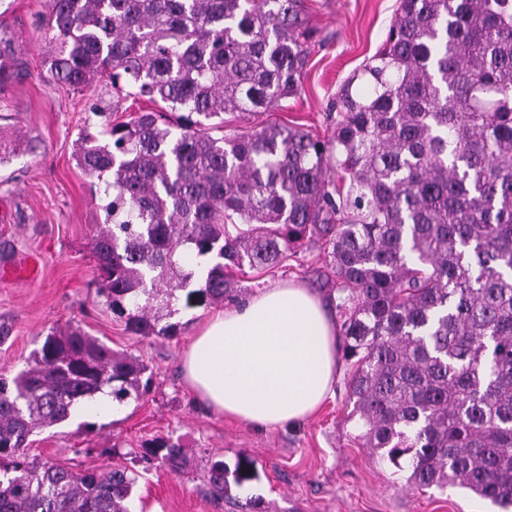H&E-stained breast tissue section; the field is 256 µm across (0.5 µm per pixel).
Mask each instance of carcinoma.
Instances as JSON below:
<instances>
[{
    "mask_svg": "<svg viewBox=\"0 0 512 512\" xmlns=\"http://www.w3.org/2000/svg\"><path fill=\"white\" fill-rule=\"evenodd\" d=\"M303 0H48L51 77L165 104L85 132L77 166L105 183L93 236L97 284L142 338L192 254H212L189 292L221 303L235 273L285 266L321 245L336 278L352 416L363 445L420 489L458 488L512 507V0H401L366 71L342 90L329 138L267 124L220 137L227 112L296 96L312 38ZM340 173L338 179L330 170ZM146 366L80 327L49 333L0 377V512H128L140 473L99 474L25 453L105 388L121 404ZM141 458L172 470L179 444ZM257 479L212 461L208 483Z\"/></svg>",
    "mask_w": 512,
    "mask_h": 512,
    "instance_id": "obj_1",
    "label": "carcinoma"
}]
</instances>
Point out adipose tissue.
Masks as SVG:
<instances>
[{
    "label": "adipose tissue",
    "mask_w": 512,
    "mask_h": 512,
    "mask_svg": "<svg viewBox=\"0 0 512 512\" xmlns=\"http://www.w3.org/2000/svg\"><path fill=\"white\" fill-rule=\"evenodd\" d=\"M192 395L258 428L307 421L336 379V325L320 297L276 282L213 310L182 357Z\"/></svg>",
    "instance_id": "adipose-tissue-1"
}]
</instances>
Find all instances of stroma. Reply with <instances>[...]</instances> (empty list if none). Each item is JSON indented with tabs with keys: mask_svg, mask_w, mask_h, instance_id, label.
<instances>
[{
	"mask_svg": "<svg viewBox=\"0 0 512 512\" xmlns=\"http://www.w3.org/2000/svg\"><path fill=\"white\" fill-rule=\"evenodd\" d=\"M399 0H305L304 18L315 33L297 96L261 114L226 118L225 132H244L278 122L312 135H330L336 99L344 86L368 93L364 67L378 52ZM46 0H0V134H29L17 155L0 165V261L21 255L39 260L36 277L0 282V375L13 377L52 329L80 327L113 350L139 357L150 382L140 398L119 408L103 406L85 423L66 422L36 431L30 457L60 465L80 464L108 472L117 454H135L158 436L178 442L180 470L157 466L140 477L128 498L129 512H497L491 502L461 490H421L406 475L363 448L341 363L336 393L304 424L258 430L224 419L197 404L184 387L180 356L208 301L177 292L171 302L179 336L145 339L129 333L98 292L92 227L105 218L102 186L77 166L74 151L83 131L98 132L105 119H129L163 111V103L130 98L108 78L75 90L50 78L43 58L52 37L43 25ZM325 255L307 249L287 267L248 272L241 296L275 281L300 280L332 298ZM253 461L258 478L249 486L214 496L206 481L211 460ZM254 505H247V498Z\"/></svg>",
	"mask_w": 512,
	"mask_h": 512,
	"instance_id": "obj_1",
	"label": "stroma"
}]
</instances>
